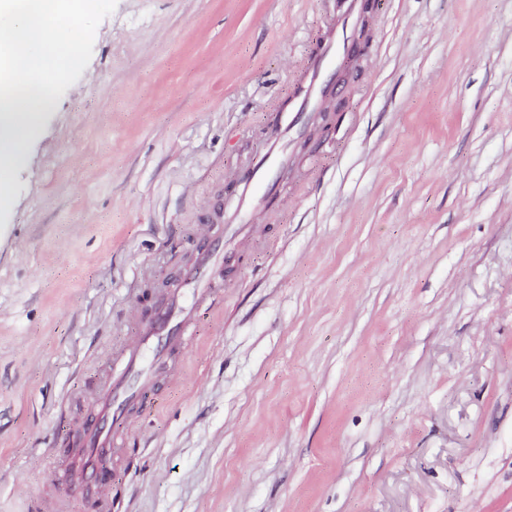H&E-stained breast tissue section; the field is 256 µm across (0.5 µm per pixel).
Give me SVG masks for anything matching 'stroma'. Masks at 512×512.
<instances>
[{
  "label": "stroma",
  "mask_w": 512,
  "mask_h": 512,
  "mask_svg": "<svg viewBox=\"0 0 512 512\" xmlns=\"http://www.w3.org/2000/svg\"><path fill=\"white\" fill-rule=\"evenodd\" d=\"M348 0H117L0 230V512H512V0H377L258 244L74 491L133 309L273 135Z\"/></svg>",
  "instance_id": "1"
}]
</instances>
